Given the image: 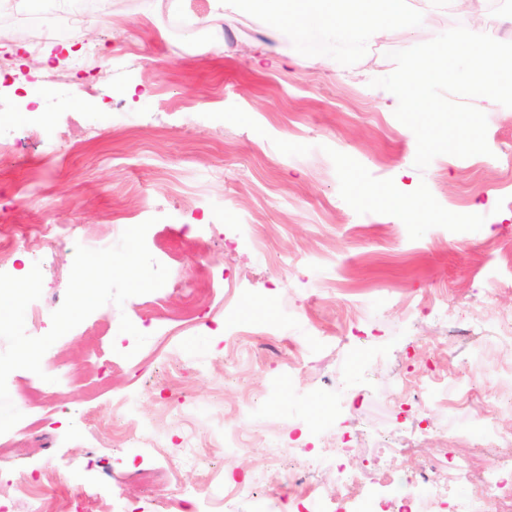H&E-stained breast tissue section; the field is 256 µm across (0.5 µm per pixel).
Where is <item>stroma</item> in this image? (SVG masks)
<instances>
[{
	"mask_svg": "<svg viewBox=\"0 0 512 512\" xmlns=\"http://www.w3.org/2000/svg\"><path fill=\"white\" fill-rule=\"evenodd\" d=\"M81 0H0V27L20 54L0 85V236L17 269L40 264L39 316L51 328L76 244L114 245L144 221L146 244L170 274L154 292L106 304L58 339L42 375L19 369L9 394L23 418L0 442V493L37 487L49 507L71 500L95 512H182L151 467L194 490L191 512H257L290 496L296 477L330 490L336 438L358 435L343 457L363 487L390 494L416 467L447 459L483 476L512 461V446L478 431L427 437L421 389L393 396L395 380L431 376L441 397L470 394L456 415L512 389V108L474 98L488 120L489 154L441 155L414 167L416 139L394 116L397 98L371 87L395 68L391 51L461 25L448 8L419 28L353 46L286 32L267 50V26L216 13L212 0H112L83 38L60 21ZM56 26L39 56L33 29ZM68 70L94 74L95 111L78 104ZM398 184L429 211L404 218L360 198L362 184ZM41 224L73 227L47 251ZM223 285L206 291L213 266ZM128 317L148 340L120 332ZM257 417L241 418L247 401ZM314 432L328 450L316 470L301 455L270 459L266 444ZM246 449L224 454V423ZM253 480L250 496L205 485Z\"/></svg>",
	"mask_w": 512,
	"mask_h": 512,
	"instance_id": "1",
	"label": "stroma"
}]
</instances>
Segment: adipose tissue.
Listing matches in <instances>:
<instances>
[{
  "label": "adipose tissue",
  "instance_id": "ef3b65f1",
  "mask_svg": "<svg viewBox=\"0 0 512 512\" xmlns=\"http://www.w3.org/2000/svg\"><path fill=\"white\" fill-rule=\"evenodd\" d=\"M425 2V9L410 18L405 14L404 0H230L233 8L264 18L273 36L292 28L352 43L406 22L424 26L431 12L461 0Z\"/></svg>",
  "mask_w": 512,
  "mask_h": 512
}]
</instances>
